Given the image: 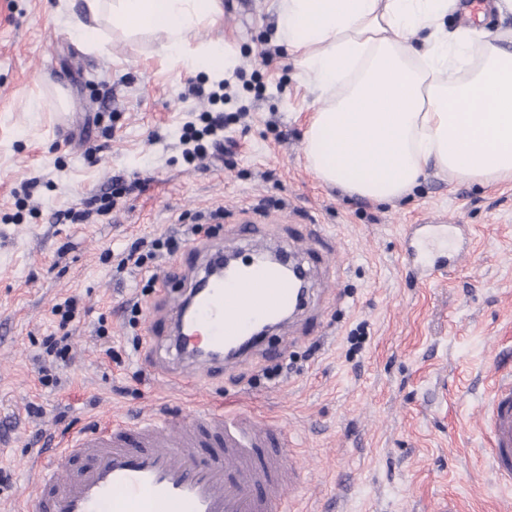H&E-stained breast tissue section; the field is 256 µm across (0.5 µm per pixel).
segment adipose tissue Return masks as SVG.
<instances>
[{
    "label": "adipose tissue",
    "mask_w": 512,
    "mask_h": 512,
    "mask_svg": "<svg viewBox=\"0 0 512 512\" xmlns=\"http://www.w3.org/2000/svg\"><path fill=\"white\" fill-rule=\"evenodd\" d=\"M459 0H278L280 29L322 104L304 132L308 167L348 194L392 201L428 167L483 185L512 183V31L443 20ZM222 0H81L64 24L102 49L105 19L124 37L150 34L188 69L231 70L233 57L191 35L217 23Z\"/></svg>",
    "instance_id": "adipose-tissue-1"
}]
</instances>
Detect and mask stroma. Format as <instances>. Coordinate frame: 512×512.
Wrapping results in <instances>:
<instances>
[{
	"label": "stroma",
	"instance_id": "35a3bbf8",
	"mask_svg": "<svg viewBox=\"0 0 512 512\" xmlns=\"http://www.w3.org/2000/svg\"><path fill=\"white\" fill-rule=\"evenodd\" d=\"M59 0H0V512H35L31 456L113 415L179 417L199 405L260 413L307 461L288 512H512L484 447L483 405L512 355V183L436 169L377 203L316 180L302 134L321 101L277 36V0H222L221 42L241 76L216 79L159 53L150 37L80 44L50 18ZM275 50L271 63L260 51ZM222 114L233 165L182 154L186 122ZM142 182L103 215L62 219L114 179ZM461 224L471 253L433 281L407 282L403 227ZM196 233H189L190 225ZM185 236L177 265L116 272L138 237ZM282 249L310 268L311 299L232 368L171 386L145 316L172 325L150 280L174 298L194 282L196 245ZM79 299L68 324L53 313ZM69 334L65 360L46 339Z\"/></svg>",
	"mask_w": 512,
	"mask_h": 512
}]
</instances>
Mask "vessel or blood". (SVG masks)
<instances>
[{
  "label": "vessel or blood",
  "mask_w": 512,
  "mask_h": 512,
  "mask_svg": "<svg viewBox=\"0 0 512 512\" xmlns=\"http://www.w3.org/2000/svg\"><path fill=\"white\" fill-rule=\"evenodd\" d=\"M403 241L409 279L443 275L447 256L466 250L435 218L405 225ZM294 296L277 267L240 266L198 299L191 328L173 339L177 367L201 373L234 365L232 356L195 360L189 352L238 345ZM482 423L493 474L512 481V370L499 368ZM303 467L267 421L196 409L176 424L158 418L82 432L56 451L34 495L38 512H281Z\"/></svg>",
  "instance_id": "vessel-or-blood-1"
}]
</instances>
